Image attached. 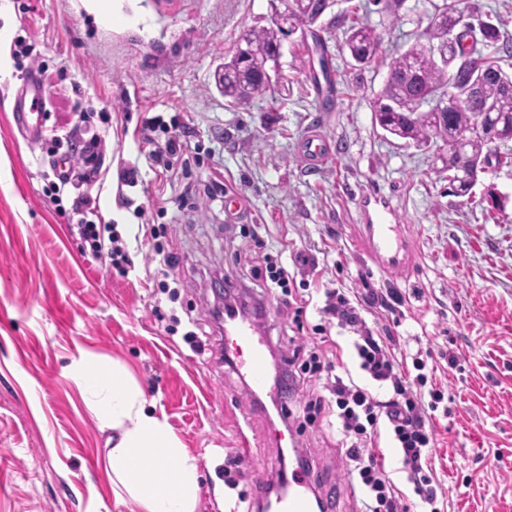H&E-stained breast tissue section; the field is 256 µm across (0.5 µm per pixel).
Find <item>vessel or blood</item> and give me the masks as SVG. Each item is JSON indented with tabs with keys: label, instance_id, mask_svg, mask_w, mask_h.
<instances>
[{
	"label": "vessel or blood",
	"instance_id": "1",
	"mask_svg": "<svg viewBox=\"0 0 512 512\" xmlns=\"http://www.w3.org/2000/svg\"><path fill=\"white\" fill-rule=\"evenodd\" d=\"M46 92L38 78H31L22 89L18 103L8 122L11 128L22 132L29 144H36L43 133V105ZM299 150L308 164L321 166L332 156L328 139L321 133L311 132L300 142ZM390 209H383L364 227L363 245L377 267L398 271L412 266L417 257L413 239L398 233L390 222ZM225 351L232 358L238 375L252 394L266 395L274 405H281L282 395L268 386V340L262 320L245 316L237 319L224 330ZM309 483L303 474L292 475L288 492L277 503V512H314L315 505L309 494Z\"/></svg>",
	"mask_w": 512,
	"mask_h": 512
}]
</instances>
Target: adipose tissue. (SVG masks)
Instances as JSON below:
<instances>
[{"mask_svg": "<svg viewBox=\"0 0 512 512\" xmlns=\"http://www.w3.org/2000/svg\"><path fill=\"white\" fill-rule=\"evenodd\" d=\"M71 377L101 429L112 433L108 465L113 484L141 512H194L198 460L165 417L147 410L131 373L117 363L82 359L74 362Z\"/></svg>", "mask_w": 512, "mask_h": 512, "instance_id": "obj_1", "label": "adipose tissue"}]
</instances>
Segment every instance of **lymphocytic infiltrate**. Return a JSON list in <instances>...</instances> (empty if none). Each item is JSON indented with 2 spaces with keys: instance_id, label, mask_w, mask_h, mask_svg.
<instances>
[{
  "instance_id": "1",
  "label": "lymphocytic infiltrate",
  "mask_w": 512,
  "mask_h": 512,
  "mask_svg": "<svg viewBox=\"0 0 512 512\" xmlns=\"http://www.w3.org/2000/svg\"><path fill=\"white\" fill-rule=\"evenodd\" d=\"M64 141L69 168L54 171L52 202L60 203L65 193H72L67 219L88 245L92 259L118 267L133 266L126 246L105 240L98 229L103 214L95 190L104 184L105 160L101 137L78 123L69 128ZM243 260L250 263L252 277L261 282L264 294L275 298L294 324L291 336L279 338L271 355L273 385L288 386L298 396L293 407L278 412L283 427L302 434L318 421L335 420L346 479L361 495L362 512H410V504L375 453L381 437H388L401 453V470L422 506L439 512L441 484L433 473L430 451L435 446L433 419L442 392L422 393L423 376L410 375L384 337L375 335L362 307L344 291L328 288L319 312L327 323L351 333L357 370L370 383L359 384L353 376L357 370L336 371L328 357L336 341L328 335H305L304 320L311 301L291 290L295 268L309 265V257L299 251L290 264H283L267 254L264 242L255 236Z\"/></svg>"
}]
</instances>
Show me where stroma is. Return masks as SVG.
Segmentation results:
<instances>
[{
    "mask_svg": "<svg viewBox=\"0 0 512 512\" xmlns=\"http://www.w3.org/2000/svg\"><path fill=\"white\" fill-rule=\"evenodd\" d=\"M346 5L315 25L329 49L334 91L313 82L312 38L285 42L281 78L249 104L230 107L215 69L242 35L267 25L270 0H0V53L24 37L43 67V137L29 145L7 122L30 72L0 68V512H139L118 501L100 430L71 378L83 358L125 365L148 404L163 413L199 464L195 512H235L239 493L276 479L275 422L254 407L218 355L223 334L193 347L190 318L207 319L214 277L250 284L238 252L261 236L270 252H304L296 282L320 275L327 288L367 300L398 294L394 312L373 308V329L393 336L399 356L426 352V386L440 389L433 466L444 512H512V164L490 165L471 199L448 192L443 143L403 147L372 119L387 64L429 23L431 0H406L399 20L367 9L381 58L354 66L345 46ZM82 103L106 140L100 206L126 244L129 273L93 260L47 195L46 152L56 129ZM160 117L152 140L134 136ZM334 156L311 169L299 157L310 131ZM179 136L193 164L160 186L146 160ZM138 161L135 184L122 182ZM221 178L251 217L228 222L224 200L205 185ZM387 201L416 243L413 268L383 272L361 247L364 216ZM151 237L139 238L140 225ZM169 266L146 277L154 255ZM247 438L258 468L237 488L224 484V458ZM302 443L327 486L333 512H354L342 486L336 430L318 422Z\"/></svg>",
    "mask_w": 512,
    "mask_h": 512,
    "instance_id": "obj_1",
    "label": "stroma"
}]
</instances>
